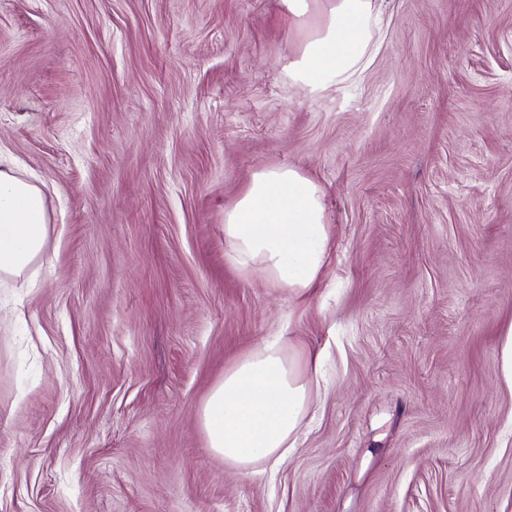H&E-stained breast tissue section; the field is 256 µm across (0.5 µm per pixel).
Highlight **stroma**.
Returning a JSON list of instances; mask_svg holds the SVG:
<instances>
[{
    "mask_svg": "<svg viewBox=\"0 0 512 512\" xmlns=\"http://www.w3.org/2000/svg\"><path fill=\"white\" fill-rule=\"evenodd\" d=\"M381 9L312 95L280 0H0V166L48 226L0 281V512H512V0ZM263 165L325 190L304 299L224 258ZM271 336L319 399L245 474L199 412ZM499 354V371L505 383L512 389V325L502 334Z\"/></svg>",
    "mask_w": 512,
    "mask_h": 512,
    "instance_id": "stroma-1",
    "label": "stroma"
}]
</instances>
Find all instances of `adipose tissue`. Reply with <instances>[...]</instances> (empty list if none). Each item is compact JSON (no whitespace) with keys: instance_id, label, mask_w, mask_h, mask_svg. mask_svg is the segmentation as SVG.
Segmentation results:
<instances>
[{"instance_id":"adipose-tissue-1","label":"adipose tissue","mask_w":512,"mask_h":512,"mask_svg":"<svg viewBox=\"0 0 512 512\" xmlns=\"http://www.w3.org/2000/svg\"><path fill=\"white\" fill-rule=\"evenodd\" d=\"M300 36L290 72L315 93L352 80L369 63L382 14L374 0H282ZM41 189L0 170V278L26 275L47 248ZM331 227L324 192L302 171L256 170L224 209V256L246 278L305 297L328 263ZM283 337L258 343L225 371L200 410L209 448L225 464L249 471L294 450L314 405L311 367Z\"/></svg>"}]
</instances>
